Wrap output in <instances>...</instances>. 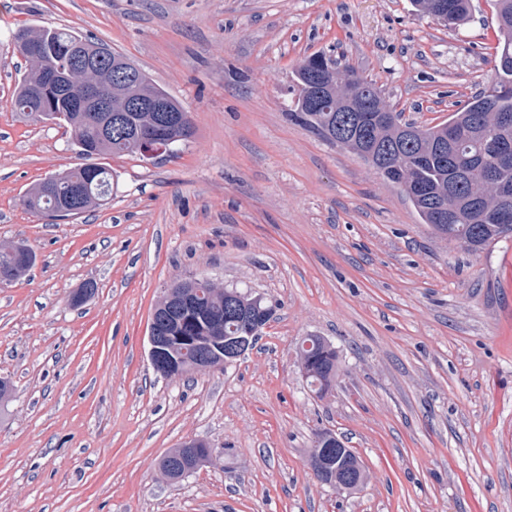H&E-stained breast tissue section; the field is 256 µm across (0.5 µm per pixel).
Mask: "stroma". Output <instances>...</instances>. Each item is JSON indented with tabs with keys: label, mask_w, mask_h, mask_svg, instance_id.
<instances>
[{
	"label": "stroma",
	"mask_w": 512,
	"mask_h": 512,
	"mask_svg": "<svg viewBox=\"0 0 512 512\" xmlns=\"http://www.w3.org/2000/svg\"><path fill=\"white\" fill-rule=\"evenodd\" d=\"M25 23L125 55L193 136L106 157L112 197L95 211H28V188L82 159L67 128L14 110L26 63L7 40ZM495 30L492 0L454 29L409 0H0V243L37 255L0 284V512H512V239L448 242L401 187L288 116L295 67L322 53L404 120L447 121L488 87ZM202 275L276 313L232 366L161 377L152 309ZM311 334L344 364L322 398L296 363ZM319 430L361 458V491L312 475ZM190 440L225 454L161 479Z\"/></svg>",
	"instance_id": "obj_1"
}]
</instances>
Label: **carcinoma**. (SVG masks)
<instances>
[{"instance_id":"carcinoma-1","label":"carcinoma","mask_w":512,"mask_h":512,"mask_svg":"<svg viewBox=\"0 0 512 512\" xmlns=\"http://www.w3.org/2000/svg\"><path fill=\"white\" fill-rule=\"evenodd\" d=\"M497 20L498 43L493 57V72L489 86L469 99L463 107L457 109L448 121L431 127L415 126V123L403 121L395 112L384 118L381 110L388 104L381 97H373L368 101L367 110L359 113L360 125L357 131L359 148L350 151L369 161L367 152L387 145L398 153L394 162L406 167L405 184L409 187L418 185L430 191L439 189L448 183L450 174L457 168L469 164V161L451 151L438 152L433 145L448 139V126L453 124L467 134L469 152L484 155V162L494 164L496 160L484 154V145L489 133L484 128L475 126V120L482 118L483 123L493 122V113L489 112V101L494 93L504 87H512V0H493ZM415 10L446 28H455L466 21L472 11L471 0H412ZM38 41L51 51L55 64H61L67 51L81 46L96 50L104 55L98 70V79L102 80L103 90H112V109L121 108L126 100L139 97H160L168 99L171 109L178 114L188 115L183 106L167 91L154 83L145 72L129 62L122 54L112 50L107 44L90 35H81L73 30L56 27L23 25L12 35L11 48L28 64L18 82L15 98V110L38 120L51 121L70 128L74 146L87 163L55 174L57 182L54 194L23 195L22 204L30 211L45 217H57V209L65 202L71 183L86 178V170L94 171L89 181V191L94 201L91 206L101 205L112 195V170L98 162V159L112 154H131L133 150L128 140L120 132H112V136L103 137L91 123L83 121L79 112L71 108L65 99L55 96H40L34 89L43 82L44 65L31 58L29 50L21 45L23 39ZM124 64L136 74V81L126 86H108L106 73L112 62ZM318 68L330 79L332 74L340 70L348 80L336 92L326 94L317 108L306 105L308 86L303 73ZM364 87H376L373 80L359 75L353 68L339 69L336 63L323 56H310L301 61L293 76L290 86V104L288 116L296 122L310 128L323 139L336 142V118L340 115L351 117L347 104L357 99ZM414 126L419 138L415 141H404L398 135L401 126ZM482 195L487 207L494 209L499 205L496 197L486 194V188L476 172L457 184L448 188V202H461L469 197ZM448 241L459 244L469 252H480L494 243L512 238L511 224H492L468 214L461 208L448 223V228L440 232ZM173 301L168 304V313L160 325V333L170 337L171 354L186 363L192 358V349L187 339H199L210 343L215 357L224 355V340L245 332L246 324L229 309L228 297L224 291L215 290L198 284L195 288L172 289ZM304 340L311 343L309 350L310 362L304 374L311 391L319 398L324 397L336 383L342 371V361L336 348L327 349L325 338L310 335ZM209 454L205 443L196 448H173L160 460L161 470L171 482H182L192 476L195 470L209 462ZM314 477L324 485L338 491L352 494L363 487V484H346L339 486L336 481L342 480L333 472L323 473L313 470Z\"/></svg>"}]
</instances>
